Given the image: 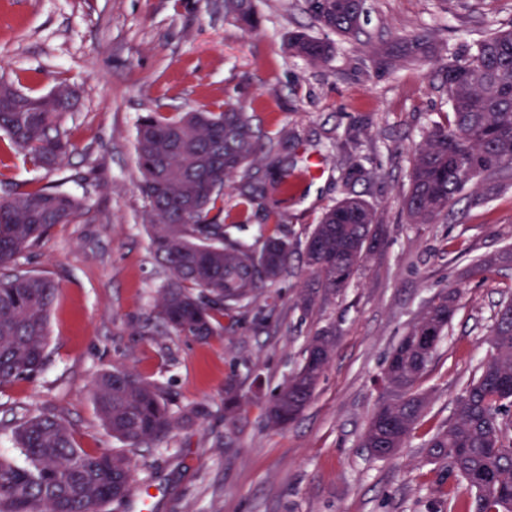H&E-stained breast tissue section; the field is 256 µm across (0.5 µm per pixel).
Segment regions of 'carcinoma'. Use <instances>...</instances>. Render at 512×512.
<instances>
[{
  "label": "carcinoma",
  "mask_w": 512,
  "mask_h": 512,
  "mask_svg": "<svg viewBox=\"0 0 512 512\" xmlns=\"http://www.w3.org/2000/svg\"><path fill=\"white\" fill-rule=\"evenodd\" d=\"M309 15L323 28L351 35L366 14L365 0H304ZM225 14L246 30L258 26L254 0H224ZM288 52L312 65H326L333 42L293 32ZM431 52L426 33L399 38L387 62H425ZM434 71L451 101V117L414 151L410 187L403 209L411 224H435L448 217L456 197L475 181L486 191L471 196L483 205L490 194L512 181V30L494 32L467 52L440 57ZM77 89L60 81L51 95L20 93L0 78V132L8 146L36 164L54 169L73 145L64 127L75 107ZM136 161L143 175L150 244L169 271L160 289L156 316L168 329L206 340L220 319L262 296L276 306L272 291L293 254L276 232L260 234L255 247L226 242L224 220L246 219L259 186L240 192L236 215L224 214V189L231 178L259 159L278 172L281 159L255 115L227 99L212 109L205 104L167 115L149 112L136 131ZM372 173L355 164L344 174L348 195L314 225L304 247V265L318 288L303 296L311 307L348 286L380 239L376 211L358 185ZM82 201L53 186L0 197V389L31 379L48 358L49 318L57 284L44 274L13 272L11 263L52 227L78 217ZM459 291L442 290L389 354L383 369L386 396L363 434L364 447L376 458L388 448H403L427 407L420 382L433 354L420 337L446 335L455 318ZM492 355L457 397L448 424L427 441L431 459L465 484L473 500L446 492L450 512H512V300L501 304L490 330ZM335 339L327 331L311 337L303 366L281 386L266 407L278 426L295 420L310 402L327 367ZM97 412L112 437L129 448L162 441L178 419L158 386L122 367L94 381ZM15 441L21 464L0 458V512H101L121 502L134 481L132 459L125 453L87 452L71 428L42 412L26 419Z\"/></svg>",
  "instance_id": "1"
}]
</instances>
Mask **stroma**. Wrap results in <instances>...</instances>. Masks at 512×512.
<instances>
[{"mask_svg": "<svg viewBox=\"0 0 512 512\" xmlns=\"http://www.w3.org/2000/svg\"><path fill=\"white\" fill-rule=\"evenodd\" d=\"M257 30L224 13V0H0V76L43 93L64 79L79 89L66 128L74 145L49 171L6 151L0 135V196L48 184L81 198L80 217L51 228L17 257L19 272L58 285L49 357L34 379L0 389V453L29 416L49 412L89 452L126 450L104 429L92 387L126 367L156 382L178 423L155 448L129 451L130 494L103 512H438L456 485L426 443L491 355L489 332L512 299V265L470 268L512 245V192L457 218L410 224L401 210L412 152L451 110L428 64L385 68L376 49L401 35L432 33L438 54L512 24V0H366L359 37H335L324 66L292 56L288 35L329 36L304 0H256ZM253 112L271 138L288 131L280 156L297 192L267 188L250 221L226 228L255 242L269 213L295 253L278 280L276 307L258 300L201 341L165 329L155 304L169 273L149 238L135 135L148 112H185L224 98ZM360 163L362 188L382 228L352 283L311 310L299 304L313 279L301 251L322 212L345 195L342 171ZM459 289L458 311L424 375L428 408L405 448L377 459L361 438L383 392L386 357L440 290ZM335 334L333 356L304 412L285 426L265 406L305 361L310 338ZM238 395L236 430L224 424L227 390Z\"/></svg>", "mask_w": 512, "mask_h": 512, "instance_id": "stroma-1", "label": "stroma"}]
</instances>
